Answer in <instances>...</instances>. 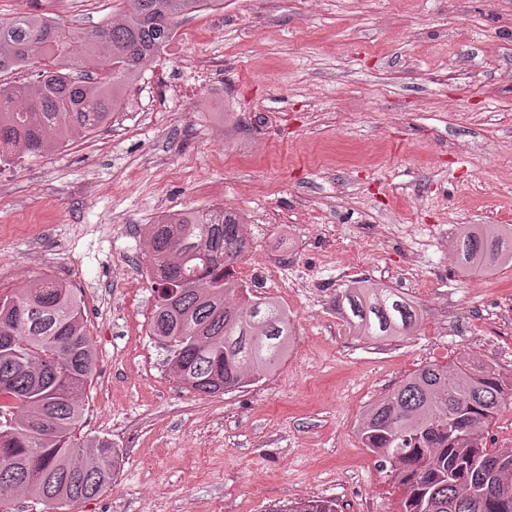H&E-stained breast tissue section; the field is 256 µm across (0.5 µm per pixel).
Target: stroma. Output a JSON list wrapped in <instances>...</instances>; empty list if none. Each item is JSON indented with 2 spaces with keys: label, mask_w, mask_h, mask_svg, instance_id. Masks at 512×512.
I'll return each instance as SVG.
<instances>
[{
  "label": "stroma",
  "mask_w": 512,
  "mask_h": 512,
  "mask_svg": "<svg viewBox=\"0 0 512 512\" xmlns=\"http://www.w3.org/2000/svg\"><path fill=\"white\" fill-rule=\"evenodd\" d=\"M123 8L0 0V18L82 29ZM159 61L108 126L0 174V293L79 289L97 358L80 433L120 455L111 488L63 512H399L356 432L366 406L429 362L512 371V267L481 294L448 260L460 225L512 224V0H224ZM228 199L250 244L235 270L278 260L255 293L294 336L266 378L207 397L150 332L143 227ZM356 278L404 292L420 329L349 332L334 300Z\"/></svg>",
  "instance_id": "1"
}]
</instances>
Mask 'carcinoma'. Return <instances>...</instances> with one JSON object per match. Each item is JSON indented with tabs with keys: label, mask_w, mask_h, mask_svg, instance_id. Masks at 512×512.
<instances>
[{
	"label": "carcinoma",
	"mask_w": 512,
	"mask_h": 512,
	"mask_svg": "<svg viewBox=\"0 0 512 512\" xmlns=\"http://www.w3.org/2000/svg\"><path fill=\"white\" fill-rule=\"evenodd\" d=\"M121 16L90 31L24 14L0 20V72L39 68L36 84L0 85V157L41 156L74 135L107 125L146 59L174 40L185 17L223 0H124ZM145 274L152 282V333L168 348L172 374L207 396L222 363L232 391L269 375L292 343L288 308L250 297L234 277L248 251L236 215L222 207L164 215L145 225ZM459 272L512 266L511 224H464ZM350 331L370 340L407 336L422 323L396 288L351 281L336 295ZM84 305L74 288L42 278L0 294V496L23 493L56 507L93 498L115 479L119 459L106 439H82V395L96 374ZM512 406V375L492 363H427L372 402L357 425L379 468L403 489L400 512H512V452L487 447L496 415ZM280 512H336L326 500Z\"/></svg>",
	"instance_id": "carcinoma-1"
}]
</instances>
